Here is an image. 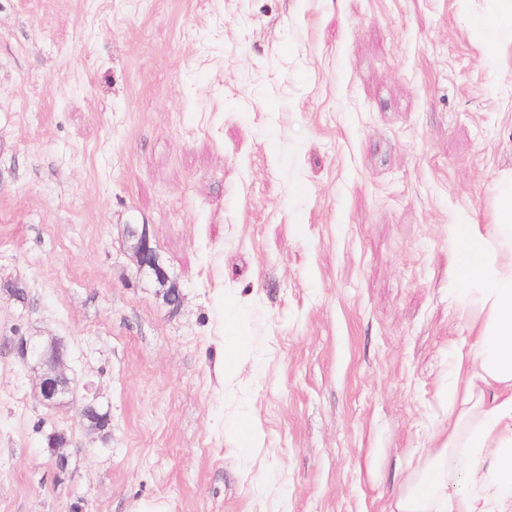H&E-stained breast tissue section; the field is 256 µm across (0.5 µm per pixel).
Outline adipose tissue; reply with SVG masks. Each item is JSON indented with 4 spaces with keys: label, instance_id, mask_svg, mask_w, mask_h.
<instances>
[{
    "label": "adipose tissue",
    "instance_id": "adipose-tissue-1",
    "mask_svg": "<svg viewBox=\"0 0 512 512\" xmlns=\"http://www.w3.org/2000/svg\"><path fill=\"white\" fill-rule=\"evenodd\" d=\"M493 196V223L451 228L470 341L451 361L448 434L405 479L398 512H512L511 173Z\"/></svg>",
    "mask_w": 512,
    "mask_h": 512
}]
</instances>
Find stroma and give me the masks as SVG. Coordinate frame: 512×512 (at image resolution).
I'll list each match as a JSON object with an SVG mask.
<instances>
[{"label":"stroma","mask_w":512,"mask_h":512,"mask_svg":"<svg viewBox=\"0 0 512 512\" xmlns=\"http://www.w3.org/2000/svg\"><path fill=\"white\" fill-rule=\"evenodd\" d=\"M488 8L0 0V512H395L470 340L450 228L512 172ZM21 336L64 343L111 429L39 402ZM127 225V237L131 241L132 249L140 269H147L155 280L166 286L169 282L168 273L160 263L157 250L150 237L147 225Z\"/></svg>","instance_id":"stroma-1"}]
</instances>
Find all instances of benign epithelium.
<instances>
[{
  "mask_svg": "<svg viewBox=\"0 0 512 512\" xmlns=\"http://www.w3.org/2000/svg\"><path fill=\"white\" fill-rule=\"evenodd\" d=\"M127 237L131 241L139 268L149 271L161 286L167 287L166 295L170 303H178L179 289L169 284L168 273L159 261L147 225H127ZM14 350L20 358H32L39 365L41 374L37 397L43 404L53 405L69 397L80 416L90 423L92 429L101 430L112 425L111 414L97 410L95 399L90 397V385L81 386L68 376L65 368L67 353L63 345L55 341L44 342L34 336H21L14 343Z\"/></svg>",
  "mask_w": 512,
  "mask_h": 512,
  "instance_id": "7a95c632",
  "label": "benign epithelium"
}]
</instances>
